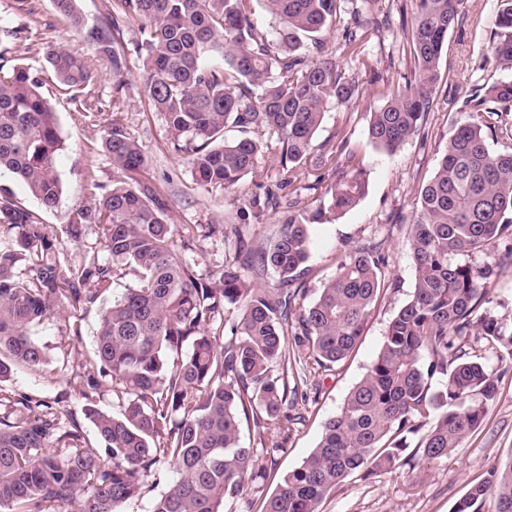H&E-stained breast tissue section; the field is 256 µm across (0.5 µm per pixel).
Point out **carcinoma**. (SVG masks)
Here are the masks:
<instances>
[{
  "label": "carcinoma",
  "instance_id": "cac0c4a2",
  "mask_svg": "<svg viewBox=\"0 0 512 512\" xmlns=\"http://www.w3.org/2000/svg\"><path fill=\"white\" fill-rule=\"evenodd\" d=\"M52 2L115 75L126 65L118 36L139 23L134 49L143 59L144 91L196 184L230 189L257 173L264 135L278 136L283 177L238 217L271 211L279 230L259 242L236 229L234 257L195 272L183 253L201 237L226 236L227 226L170 223L165 194L139 178L146 159L116 105L102 146L117 180L92 183L100 193L72 209L65 225L76 244L90 226L101 229L107 258L94 252L79 266L68 264L40 213L0 187V405L7 407L0 416V512H63L72 504L77 512H120L141 497L161 461L172 479L151 512H224L247 489L263 500L261 512H320L354 473L451 455L497 396V378L475 345L512 357V317L486 307L498 261H464L502 241L512 261V145L489 148L494 138L512 142V81L467 96L468 120L454 129L418 193L407 239L410 298L317 446L268 496L255 483L258 456L275 464L297 420L291 411L306 402L307 375L350 356L381 294L387 258L379 242L354 247L313 299L306 282L311 225L354 209L367 187L365 168L343 146L314 140L330 101L348 108L359 98L358 82L336 53L370 67L367 47L380 28L363 11L369 0H262L272 33L254 21V0H118L108 23L89 29L77 0ZM347 2L350 21L337 51L328 52L322 35ZM410 2L412 15L399 8V27L411 79L368 124L371 141L388 153L420 134L463 0ZM490 50L512 62V0L500 4ZM46 59L74 93L92 78L89 58L53 48ZM229 131L237 136L226 137ZM62 149L41 80L21 66L0 67V169L46 210L62 194ZM326 180L328 205L310 208L302 191ZM120 271L133 285L100 308L91 350L74 370L80 410L60 411L8 388L16 371L50 366L49 347L33 330L59 310L100 304ZM271 272L276 281L268 285ZM106 387L117 400L115 415L99 406ZM84 419L99 446L86 445ZM243 420L257 429L260 448L241 442ZM488 494L496 512H512V456L492 466L453 512H480Z\"/></svg>",
  "mask_w": 512,
  "mask_h": 512
}]
</instances>
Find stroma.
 <instances>
[{
    "mask_svg": "<svg viewBox=\"0 0 512 512\" xmlns=\"http://www.w3.org/2000/svg\"><path fill=\"white\" fill-rule=\"evenodd\" d=\"M500 0H463V20L448 35L440 60L441 83L423 137H415L394 154L375 147L368 136L374 109L405 85L410 74L402 50L399 27L381 32L371 45V63L382 80L372 83L359 61L347 58L341 66L357 78L359 103L347 108L329 104L315 136L316 143L343 132L346 150L363 164L368 187L357 207L338 218L312 228L311 269L307 283L318 289L336 271L341 253L366 239L382 240L388 262L383 278L389 288L366 325L356 349L335 370L308 379V397L302 423L292 425L285 449L276 457L264 481L273 492L280 475L297 465L318 444L328 419L339 414L353 386L363 377L379 351L386 327L409 299L414 268L407 255L406 231L412 219L417 191L433 174L452 131L467 118L466 93L497 80L512 81V67L487 55ZM139 33H124L127 67L114 75L107 61L94 60L93 78L83 94L101 107L98 118H83L69 93L64 91L46 61V50L55 46L84 57L92 51L81 34L54 8L52 0H0V65L24 66L43 80V91L57 116L65 148L59 157L63 194L57 207L44 211L42 220L57 234L66 260L81 264L87 253L100 250L101 236L90 227L81 243L70 242L61 229L66 214L87 204L93 183L111 184L112 161L102 147L104 130L111 120L113 95H120V117L138 140L148 159L146 177L170 198V218L175 224H232L237 209L279 180L276 136H267L260 156L259 175H246L232 189L196 185L185 161L169 144L163 117L154 112L144 92L142 60L132 50ZM99 323L98 308L75 317L60 311L36 334L51 348L54 362L43 373L19 372L12 388L41 397H65L70 408H79L81 396L70 376L81 353L88 350ZM80 337H73V329ZM488 364L497 378L498 394L480 428L463 439L449 457L393 472L353 474L325 500L321 512H452L468 488L480 481L490 466L512 456V359L489 355Z\"/></svg>",
    "mask_w": 512,
    "mask_h": 512,
    "instance_id": "obj_1",
    "label": "stroma"
}]
</instances>
